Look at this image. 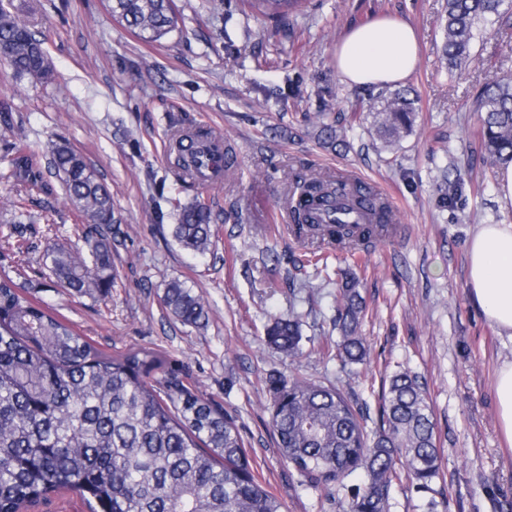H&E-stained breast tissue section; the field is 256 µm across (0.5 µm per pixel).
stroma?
<instances>
[{
    "label": "stroma",
    "mask_w": 512,
    "mask_h": 512,
    "mask_svg": "<svg viewBox=\"0 0 512 512\" xmlns=\"http://www.w3.org/2000/svg\"><path fill=\"white\" fill-rule=\"evenodd\" d=\"M46 31L55 81L36 85L0 64V154L24 133L46 154L65 138L112 189L115 286L78 295L56 283L48 252L84 248L89 230L56 178L30 190L0 162V269L21 270L24 294L71 325L98 351L163 352L196 394L230 414L255 477L287 512H345L346 490L300 483L270 430L269 375L297 370L337 385L377 419V385L409 369L425 385L436 421L440 476L431 488L394 484L390 512H512V448L498 425L496 372L512 360V338L470 298L466 243L482 224H512L497 196V166L481 151L474 102L495 74H512V32L491 30L475 43L462 77L450 78L441 23L447 0H310L276 23L241 0H175L178 26L157 42L114 19L107 0H0ZM375 16L409 22L419 43L404 81L415 99L413 131L396 148L377 138L376 87L350 86L336 72L337 43ZM341 138L334 145L322 125ZM204 126L235 151L222 183L176 182L168 146L178 129ZM348 168L390 194L403 230L328 267H300L305 248L279 207L294 192L293 172L326 176ZM26 195L30 222L11 234L9 202ZM207 197L215 245L192 256L175 243L171 205ZM353 272L367 302L361 333L367 364L336 356V290ZM200 295L208 318L177 321L162 302L171 280ZM303 320L302 353L291 359L265 345L273 318Z\"/></svg>",
    "instance_id": "1"
}]
</instances>
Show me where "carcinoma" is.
Returning <instances> with one entry per match:
<instances>
[{"label":"carcinoma","mask_w":512,"mask_h":512,"mask_svg":"<svg viewBox=\"0 0 512 512\" xmlns=\"http://www.w3.org/2000/svg\"><path fill=\"white\" fill-rule=\"evenodd\" d=\"M112 16L139 38L158 41L176 28L175 0H108ZM309 0H244L268 19L303 12ZM512 25V0H448L444 25L448 73L462 71L479 38V24ZM47 35L18 12L0 4V54L16 77L36 84L53 80ZM475 111L481 145L499 163L512 162V78L486 83ZM414 100L397 91L374 113L377 134L396 146L412 131ZM189 131H175L177 181L188 177L196 158L184 153ZM0 160L32 187L46 183L42 164L19 134ZM48 172L62 184L67 201L86 224H112V192L85 157L64 140L50 143ZM292 211L295 230L310 239L306 263L326 259L324 241L351 255L376 237L384 220L348 224L336 217L317 224L311 206L330 195L354 204L369 189L331 176L302 177ZM13 233L24 234L26 198L10 202ZM175 242L204 255L213 246L212 212L203 198L175 205ZM56 281L79 295L111 291L112 243L88 233L85 252L57 248L48 254ZM164 305L183 324L205 319L200 296L179 281L167 285ZM366 310L359 280L346 279L336 296L338 354L346 364H364L370 348L359 335ZM265 343L287 356L301 351V320L290 314L266 328ZM276 447L313 487L345 486L362 470L363 485L351 489L349 512H389L398 467L420 487L439 475L436 423L427 393L411 372L390 376L375 429L367 431L360 408L340 389L299 374L267 380ZM60 489L78 492L91 512H285L284 503L253 475L243 437L233 420L193 392L149 350L109 356L95 350L69 325L25 297L7 272L0 273V512H24Z\"/></svg>","instance_id":"cac0c4a2"}]
</instances>
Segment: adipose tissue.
<instances>
[{
	"instance_id": "1",
	"label": "adipose tissue",
	"mask_w": 512,
	"mask_h": 512,
	"mask_svg": "<svg viewBox=\"0 0 512 512\" xmlns=\"http://www.w3.org/2000/svg\"><path fill=\"white\" fill-rule=\"evenodd\" d=\"M418 46L412 25L376 17L350 28L337 45L336 72L351 86L405 80L414 70ZM469 294L487 319L512 333V224H483L467 244Z\"/></svg>"
}]
</instances>
